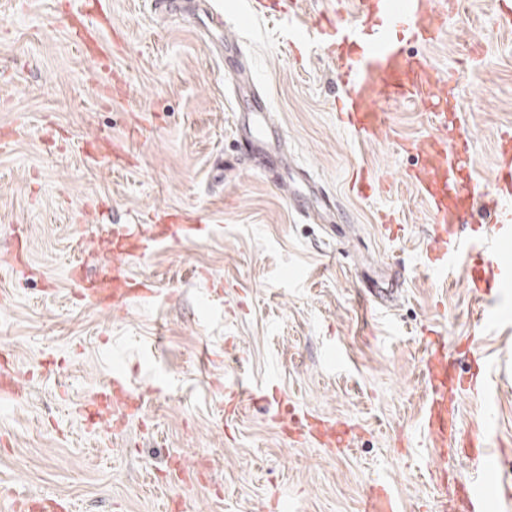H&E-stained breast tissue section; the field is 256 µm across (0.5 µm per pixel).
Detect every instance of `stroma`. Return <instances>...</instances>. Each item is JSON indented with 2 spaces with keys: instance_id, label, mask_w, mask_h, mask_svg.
Returning <instances> with one entry per match:
<instances>
[{
  "instance_id": "stroma-1",
  "label": "stroma",
  "mask_w": 512,
  "mask_h": 512,
  "mask_svg": "<svg viewBox=\"0 0 512 512\" xmlns=\"http://www.w3.org/2000/svg\"><path fill=\"white\" fill-rule=\"evenodd\" d=\"M67 2L0 0V372L20 386L0 397V512L56 496L71 512H360L381 485L403 512H441L430 474L456 478L461 464L419 433L425 339H473L495 384L489 438L512 446V332L481 327L464 270L443 282L423 269L431 219L402 146L435 134L437 119L390 102V138L355 140L336 118V52L293 55L282 0L242 21L238 0H208L226 17L220 32L198 0H109L116 32L99 51L131 92L108 99ZM498 13L499 0H460L437 41L406 46L440 76L464 72L480 222L493 217L496 145L512 130V29ZM238 66L254 91L235 93ZM256 91L288 146L272 176L237 151ZM361 166L383 178L380 196H350ZM328 196L332 225L317 219ZM388 210L402 226L393 240L378 223ZM156 212L214 231L127 258L153 285L148 301L83 299L69 267L111 275L114 230ZM400 272L391 303L368 304ZM116 372L140 407L119 427L85 422L76 404ZM240 388L255 399L228 413ZM285 416L350 426L348 449L282 429Z\"/></svg>"
}]
</instances>
